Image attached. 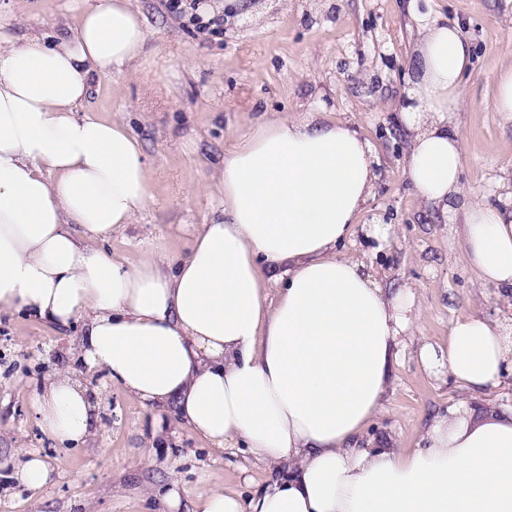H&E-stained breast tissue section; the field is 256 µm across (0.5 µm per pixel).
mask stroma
I'll list each match as a JSON object with an SVG mask.
<instances>
[{
	"label": "stroma",
	"mask_w": 512,
	"mask_h": 512,
	"mask_svg": "<svg viewBox=\"0 0 512 512\" xmlns=\"http://www.w3.org/2000/svg\"><path fill=\"white\" fill-rule=\"evenodd\" d=\"M90 0H0V32L17 41L73 36ZM147 29L135 67L95 78L81 115L121 119L141 143L151 170L150 200L137 223L102 242L118 256L144 249L185 253L190 227L207 223L217 200L204 191L224 156L228 128L262 112L324 111L348 123L374 151V190L347 255L363 261L387 288H412L423 316L403 337L382 413L369 436L409 448L425 423L459 401L512 403V373L473 397L447 366L426 367L421 350L437 345L460 314L512 318V302L481 283L460 260L457 221L425 215L405 172L407 138L395 133L399 100L413 72L416 18L459 24L471 45L460 114L466 189L490 202H512V121L493 108L490 74L512 61V0H258L239 12L227 0L197 8L193 0H132ZM208 28H200V21ZM396 226L378 248L370 224ZM80 326L64 331L0 314V512H159L149 487L178 481L182 512L213 483L246 490L269 477L236 448H213L175 410L154 411L104 372L72 363ZM95 391L101 415L85 446L63 450L42 434L32 407L36 389L59 371ZM41 453L52 479L39 493L13 473L24 451Z\"/></svg>",
	"instance_id": "1"
}]
</instances>
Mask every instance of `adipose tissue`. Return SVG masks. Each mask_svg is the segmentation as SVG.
Instances as JSON below:
<instances>
[{"label":"adipose tissue","mask_w":512,"mask_h":512,"mask_svg":"<svg viewBox=\"0 0 512 512\" xmlns=\"http://www.w3.org/2000/svg\"><path fill=\"white\" fill-rule=\"evenodd\" d=\"M417 32L399 112L407 177L434 219L459 216L464 264L510 299L512 208L461 181L470 45L437 18ZM146 40L130 0H93L53 45L0 34V313L83 321L75 352L88 369L147 408L175 406L214 447L268 471L246 494H196L193 512H512V406L459 404L411 448L365 439L419 312L408 288L382 287L343 252L377 179L347 124L322 112L249 119L206 185L218 208L187 255L94 248L143 212L150 169L123 121L79 109L94 77L137 60ZM422 358L481 394L512 365V335L464 315ZM33 404L63 447L84 445L99 414L66 373Z\"/></svg>","instance_id":"adipose-tissue-1"}]
</instances>
